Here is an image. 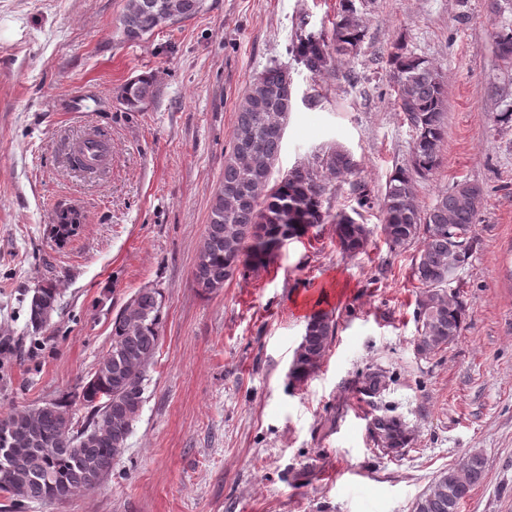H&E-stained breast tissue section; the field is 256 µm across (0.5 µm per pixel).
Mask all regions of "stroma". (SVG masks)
<instances>
[{
    "label": "stroma",
    "instance_id": "obj_1",
    "mask_svg": "<svg viewBox=\"0 0 512 512\" xmlns=\"http://www.w3.org/2000/svg\"><path fill=\"white\" fill-rule=\"evenodd\" d=\"M124 5L0 0V417L77 392L138 289H159L164 312L111 477L21 512H412L470 453L483 456L485 477L459 512H512V125L490 119L512 109V61L496 57L490 36L512 23V0H358L361 48L322 75L296 61L292 36L303 19L331 29L339 0H204L196 17L137 42L117 28ZM397 44L429 60L448 94L440 164L417 182L420 205L459 181L484 190L458 281L466 327L427 357L413 344L417 248H390L381 231L386 184L413 142L388 62ZM274 63L294 79L276 175L349 149L357 172L337 180L327 205L360 208L368 245L343 254L323 224L206 295L192 272L236 103ZM140 76L152 77L154 96L131 112L121 91ZM89 135L108 147L95 174L67 159ZM66 207L83 229L61 243L50 226ZM47 281L58 307L36 331L28 306ZM316 311L333 315L335 336L298 383L289 371ZM373 374L383 384L372 394ZM384 414L410 432L400 455L384 454L373 429Z\"/></svg>",
    "mask_w": 512,
    "mask_h": 512
}]
</instances>
